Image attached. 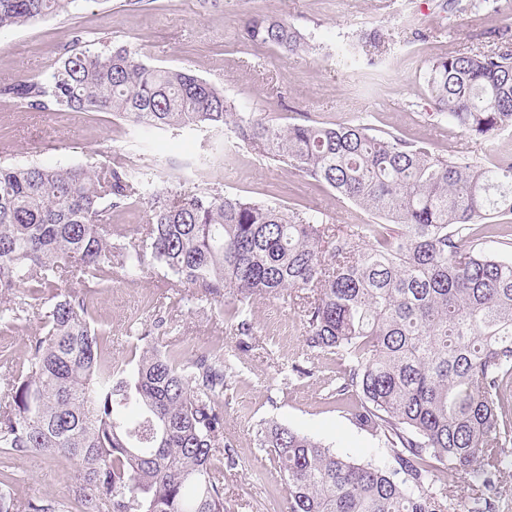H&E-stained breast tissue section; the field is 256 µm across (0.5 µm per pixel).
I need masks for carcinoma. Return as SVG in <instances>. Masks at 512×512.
<instances>
[{"instance_id": "1", "label": "carcinoma", "mask_w": 512, "mask_h": 512, "mask_svg": "<svg viewBox=\"0 0 512 512\" xmlns=\"http://www.w3.org/2000/svg\"><path fill=\"white\" fill-rule=\"evenodd\" d=\"M75 0H0V29L69 11ZM245 40L288 57L307 43L288 23L247 19ZM384 34L365 37L361 65L384 63ZM448 132L491 143L512 129V52L450 53L425 71ZM34 112H107L144 130L229 131L236 145L302 173L364 207L377 224H332L295 207L216 187L149 188L141 167L0 161V300L24 289L42 327L26 355H0V454L70 463L65 501L19 500L0 470V512H231L224 497L221 353L155 346L138 331L139 358L117 360L94 299L117 268L150 260L212 304L285 292L302 305L305 346L336 361V395L357 423L384 439L397 467L337 455L277 423L261 428L286 486L287 512H450L456 494L441 467L469 478L463 512L512 503V256L488 244L487 220L512 218V156H446L426 141L363 123L285 124L239 112L224 89L182 69L146 64L107 38L75 32L50 72L0 87ZM146 205L138 242L112 211ZM76 279L78 292H55ZM22 306L0 308V330L19 332ZM241 335L251 323L226 311Z\"/></svg>"}]
</instances>
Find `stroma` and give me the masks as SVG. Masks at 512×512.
<instances>
[{
	"label": "stroma",
	"instance_id": "stroma-1",
	"mask_svg": "<svg viewBox=\"0 0 512 512\" xmlns=\"http://www.w3.org/2000/svg\"><path fill=\"white\" fill-rule=\"evenodd\" d=\"M443 0H77L70 13L0 30V77L40 76L55 63L73 29L139 49L143 60L219 84L242 112H263L285 123L298 115L324 124L366 122L410 139H425L443 154L472 159L485 144L468 134L445 135L424 87L430 61L455 52L488 50L495 31L512 28L498 5L453 13ZM257 13L288 22L310 43L308 52L281 58L276 49L247 43L245 20ZM378 30L388 38L387 65L376 81L339 65L336 49ZM0 156L14 164L97 166L108 156L149 164L184 191L219 181L224 192L270 203L313 208L330 222H372V214L251 151L230 136L193 130L139 129L106 112L39 114L0 102ZM170 274L153 262L137 273L115 270L96 296L97 319L111 334L114 358L128 357L139 323L157 325L161 349L220 348L230 365L224 392V438L232 461L224 493L232 512H286V488L257 432L275 421L320 440L339 456L393 470L386 448L352 420L338 399L336 367L307 356L299 307L260 296L246 308L250 335L232 328L224 304L206 310L179 303ZM300 371H293V364ZM17 496L68 493L64 459L33 454L12 460Z\"/></svg>",
	"mask_w": 512,
	"mask_h": 512
}]
</instances>
